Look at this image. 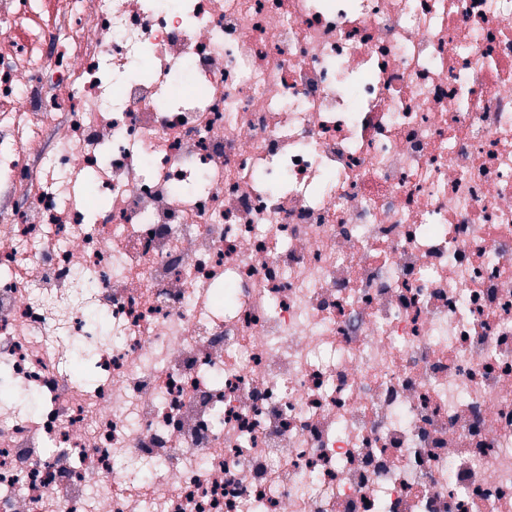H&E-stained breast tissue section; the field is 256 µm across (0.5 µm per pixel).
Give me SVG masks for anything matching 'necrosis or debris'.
<instances>
[{
    "label": "necrosis or debris",
    "instance_id": "4bbe7bcc",
    "mask_svg": "<svg viewBox=\"0 0 512 512\" xmlns=\"http://www.w3.org/2000/svg\"><path fill=\"white\" fill-rule=\"evenodd\" d=\"M8 3L0 512H512V0Z\"/></svg>",
    "mask_w": 512,
    "mask_h": 512
}]
</instances>
